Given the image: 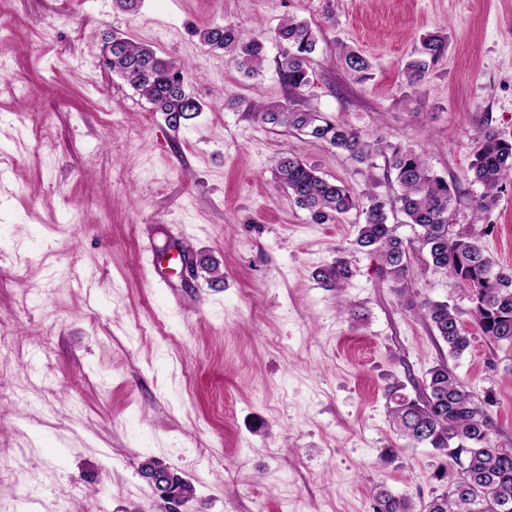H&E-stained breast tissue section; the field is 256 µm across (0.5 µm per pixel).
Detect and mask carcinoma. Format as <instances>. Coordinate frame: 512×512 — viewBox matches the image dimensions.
<instances>
[{
	"label": "carcinoma",
	"instance_id": "carcinoma-1",
	"mask_svg": "<svg viewBox=\"0 0 512 512\" xmlns=\"http://www.w3.org/2000/svg\"><path fill=\"white\" fill-rule=\"evenodd\" d=\"M202 40L228 53L231 62L245 75H255L264 61L263 33L243 35L231 27H206ZM274 39L285 46L279 64L280 76L288 91L296 93L311 82L310 57L318 38L311 26L291 18L274 31ZM447 48V37L429 35L423 39L417 55L403 69L411 85L421 82L431 64ZM345 68L359 80L371 69L360 52L342 51ZM109 69L127 81L166 116L179 114L184 120L197 117L201 102L184 85L183 65L157 56L149 46L125 38L112 52ZM255 117L274 129L295 130L325 144L346 151L359 159L381 149V141L364 140L345 121L323 118L317 112H302L275 104L255 111ZM275 176L291 198L309 211L316 224H324L352 209L362 208L364 222L358 225L356 243L368 250L379 268L402 297L410 264L411 246L396 235L387 223L385 202L374 195H353L344 185L317 174L316 169L286 153L274 160ZM391 169L402 193L400 211L405 223L418 229L421 247L432 265L471 290L473 321L481 334L494 342L512 344V268H495L481 241L470 234L449 232V212L455 188L433 175L423 160L412 151L393 150ZM472 183L483 187L476 200V211L491 209L506 185L512 184V139L486 131L476 142L469 165ZM422 315L429 320L439 338L454 355L470 345L456 309L446 302H425ZM427 393L423 400H413L390 391L395 407L393 416L401 436L412 445H426L451 459L457 468L442 474L447 491L416 509L410 496H397L377 487L372 512H512V449L498 450L494 421L487 406L444 364L428 371Z\"/></svg>",
	"mask_w": 512,
	"mask_h": 512
}]
</instances>
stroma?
<instances>
[{
  "label": "stroma",
  "mask_w": 512,
  "mask_h": 512,
  "mask_svg": "<svg viewBox=\"0 0 512 512\" xmlns=\"http://www.w3.org/2000/svg\"><path fill=\"white\" fill-rule=\"evenodd\" d=\"M288 17L322 31L296 94L271 39ZM213 25L269 34L260 73L201 42ZM435 32L445 54L408 85L406 60ZM115 35L184 63L198 116L172 129L109 71ZM346 46L368 79L343 68ZM271 104L341 118L382 150L360 162L272 129L252 114ZM489 130L512 139V0H0V512H157L139 473L151 458L193 485L194 512H372L379 485L429 502L448 460L397 434L388 388L422 398L442 363L493 396L512 448V345L484 338L469 289L432 266L389 167L399 147L456 184L454 230L512 267V186L473 209ZM281 153L385 201L412 244L405 297L356 245L359 210L317 224L294 203ZM425 301L456 308L461 355Z\"/></svg>",
  "instance_id": "stroma-1"
}]
</instances>
